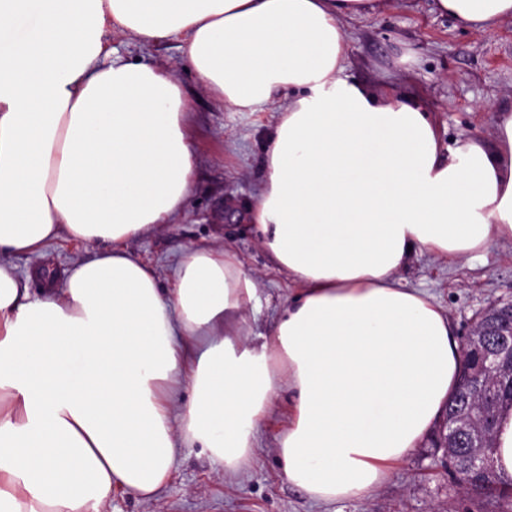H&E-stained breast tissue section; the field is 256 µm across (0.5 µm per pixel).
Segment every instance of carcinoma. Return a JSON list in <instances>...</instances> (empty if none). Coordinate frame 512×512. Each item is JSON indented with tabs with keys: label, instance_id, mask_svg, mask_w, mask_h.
<instances>
[{
	"label": "carcinoma",
	"instance_id": "cac0c4a2",
	"mask_svg": "<svg viewBox=\"0 0 512 512\" xmlns=\"http://www.w3.org/2000/svg\"><path fill=\"white\" fill-rule=\"evenodd\" d=\"M497 350L504 362L489 372L478 390L471 389L465 374H460L456 391L448 404L447 467L457 483L465 489L494 492L498 497V512H512V481L503 480L493 469L494 424L488 418L496 417L504 406H512V365L506 362L512 349L501 344L497 336L480 337V347L471 348L464 362L477 365L483 351ZM480 456L482 479L477 481L472 472L475 456Z\"/></svg>",
	"mask_w": 512,
	"mask_h": 512
}]
</instances>
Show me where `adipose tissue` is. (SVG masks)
Returning a JSON list of instances; mask_svg holds the SVG:
<instances>
[{
  "label": "adipose tissue",
  "instance_id": "adipose-tissue-1",
  "mask_svg": "<svg viewBox=\"0 0 512 512\" xmlns=\"http://www.w3.org/2000/svg\"><path fill=\"white\" fill-rule=\"evenodd\" d=\"M383 0H0V512H103L156 495L183 449L227 477L254 465L287 392L288 482L370 496L440 422L462 364L448 314L400 274L512 243V108L441 147L432 112L344 78L348 21ZM493 30L512 0H434ZM116 30L180 40L203 88L250 112L288 98L247 216L296 292L250 338L257 285L238 255L191 249L175 286L127 241L182 213L198 164L173 72L111 58ZM98 246L30 298L6 255Z\"/></svg>",
  "mask_w": 512,
  "mask_h": 512
}]
</instances>
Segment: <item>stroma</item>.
Masks as SVG:
<instances>
[{"mask_svg": "<svg viewBox=\"0 0 512 512\" xmlns=\"http://www.w3.org/2000/svg\"><path fill=\"white\" fill-rule=\"evenodd\" d=\"M347 30L345 77L377 94L390 89L416 98L433 112L443 145L489 135L498 110L512 107V19L491 32L464 31L434 11L432 0H385L378 14L349 23ZM105 45L113 56L173 70L193 105L190 128L199 159L194 190L176 224L156 236L128 241V251L156 268L165 289L173 288V271L190 249L207 244L236 252L257 280V298L247 311L252 332L270 333L293 285L273 268L246 215L262 177L279 102L252 112L216 103L175 40L144 48L112 32ZM228 208L234 212L229 224L224 221ZM96 254V246L61 238L42 255L11 256L7 262L36 298L48 282H61L72 263ZM402 278L434 298L461 341L476 313L498 301H512V244H492L483 258L464 269L424 256ZM288 408V394L280 392L260 426L256 462L246 474L218 476L207 450L187 448L154 498L142 500L116 489L107 512H497L495 498L482 490L462 491L449 475L437 449L446 432L442 425L396 463L388 481L371 496L334 503L312 500L288 483L276 452Z\"/></svg>", "mask_w": 512, "mask_h": 512, "instance_id": "1", "label": "stroma"}]
</instances>
